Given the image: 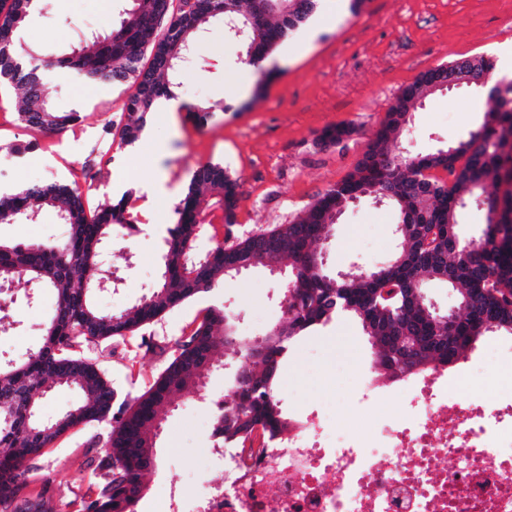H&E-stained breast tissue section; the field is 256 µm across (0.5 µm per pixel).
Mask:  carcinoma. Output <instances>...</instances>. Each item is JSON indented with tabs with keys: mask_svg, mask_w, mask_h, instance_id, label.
<instances>
[{
	"mask_svg": "<svg viewBox=\"0 0 512 512\" xmlns=\"http://www.w3.org/2000/svg\"><path fill=\"white\" fill-rule=\"evenodd\" d=\"M119 20L104 34L92 32L66 51L25 50L19 28L36 0H0V84L17 90L16 112L26 127L58 134L78 126L76 109L62 110L45 93V74L64 71L88 83L128 89L105 137L134 142L158 98L176 85L182 54L193 52L213 25L240 48L239 63L259 67L267 53L315 14L319 0H124ZM150 57L147 66L144 56ZM491 58L456 59L420 73L403 88L374 133L355 169L320 195L298 219L233 239L241 183L224 166L207 163L192 174L176 203L177 220L168 229L158 287L130 310L100 309L96 295L114 290L102 250L131 224L133 195L91 209L92 186L53 180L0 195V224L32 221L56 209L67 226L61 241H0V283L25 278L33 285L28 299L44 292L56 306L45 321L39 343L22 357L0 362V506L15 512H55L48 475L33 461L60 437L90 422L110 429L104 453L91 459L93 480L86 492L66 501L69 512H137L146 476L159 465L156 437L176 398L197 391L213 367L218 350L237 345L235 320L214 304L187 326L184 340L169 353L166 367L131 401L117 402L105 370L88 355L92 346L115 342L147 326L171 309L214 290L224 278L252 268L288 265L279 293L284 312L275 335L257 340L237 360L229 398L217 419L220 446L232 447L256 433L275 436L293 420L276 393V378L290 342L341 312L355 318L376 348L375 372L397 382L456 362L488 332L512 334V191L488 192L512 179V80L489 86ZM456 78L487 93L480 125L450 141L446 150L410 156L395 151L417 104ZM352 134L348 126L325 129L319 139L338 145ZM443 169L449 183L427 175ZM369 196L393 206L399 215L394 232L398 250L384 266L333 276L325 269L319 243L336 217L352 202ZM487 207L484 236L470 254L452 243L461 233V211L469 201ZM224 210V246L190 261L201 214ZM452 289L465 305L453 329L423 298L427 286ZM69 388L79 400L51 420L40 417L43 399ZM40 484L33 499L16 504L18 493Z\"/></svg>",
	"mask_w": 512,
	"mask_h": 512,
	"instance_id": "carcinoma-1",
	"label": "carcinoma"
}]
</instances>
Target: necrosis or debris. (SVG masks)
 I'll use <instances>...</instances> for the list:
<instances>
[{"label": "necrosis or debris", "instance_id": "4bbe7bcc", "mask_svg": "<svg viewBox=\"0 0 512 512\" xmlns=\"http://www.w3.org/2000/svg\"><path fill=\"white\" fill-rule=\"evenodd\" d=\"M494 388L461 398L437 366L405 380L396 414L370 413L365 433L337 410L272 440L224 449V481L197 512H512V363ZM449 454L453 470L433 467Z\"/></svg>", "mask_w": 512, "mask_h": 512}]
</instances>
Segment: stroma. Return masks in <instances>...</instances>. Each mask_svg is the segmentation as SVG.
<instances>
[{
  "mask_svg": "<svg viewBox=\"0 0 512 512\" xmlns=\"http://www.w3.org/2000/svg\"><path fill=\"white\" fill-rule=\"evenodd\" d=\"M118 11L119 0H49L21 38L33 48L64 50L78 41L82 30H109ZM319 12L325 26L314 41L295 30L268 58L267 69L277 75L257 100L252 97L257 75L238 64L237 45L225 41L221 27H213L178 79L183 111L171 120L152 113L148 135L119 148L109 147L100 135L105 123L118 120L112 106L125 98V87L76 84L68 73H49L45 85L50 100L59 108L77 109L83 121L73 130L46 135L19 122L16 90L0 85L1 192L55 179L82 186L89 167L100 164L104 175L89 196L90 207L108 206L127 193L137 202L133 214L139 233L105 253L122 283L98 296L99 307L125 310L155 288L161 248L175 221L174 204L199 165L220 163L238 177L237 235L290 223L353 171L395 97L421 72L512 45V0H367L356 15L349 12L347 0H322ZM77 17L84 19V29L74 26ZM200 104L213 108L202 127L186 121L184 114ZM485 106L483 95L465 88L429 95L399 138L400 151L424 155L445 147L480 124ZM336 125L352 127L351 136L335 146L321 144L320 133ZM30 140L38 144L35 151L12 153L13 144ZM396 221L394 208L368 197L350 206L321 245L328 271L344 274L387 263L397 248ZM65 233L51 209L32 224L0 225V239L10 242L60 239ZM280 286L265 270L252 269L127 336L115 355L102 361L119 398L139 395L166 364L146 349V342L174 346L184 328L212 304L224 303L235 315L240 344L250 347L283 318ZM27 291L25 280L14 282L22 331L0 336V359L34 345L54 305L49 293L27 302ZM492 343L500 361L512 359V335L495 332L451 366L471 392L493 383L492 369L474 367ZM237 358L236 352L225 351L224 368L208 376L205 388L178 400L157 440L160 465L148 478L138 512H154L173 482L181 488L182 512H193L196 488L222 475L223 465L202 467L199 455L212 441L208 415L213 401L227 394L229 367ZM374 359L360 325L347 316L295 339L276 383L285 412L301 419L333 401L344 424L356 422L350 408L361 396L363 381L373 375ZM106 431L103 423L82 425L47 448L38 465L51 479V493L71 498L85 491L90 469L80 449Z\"/></svg>",
  "mask_w": 512,
  "mask_h": 512,
  "instance_id": "35a3bbf8",
  "label": "stroma"
}]
</instances>
